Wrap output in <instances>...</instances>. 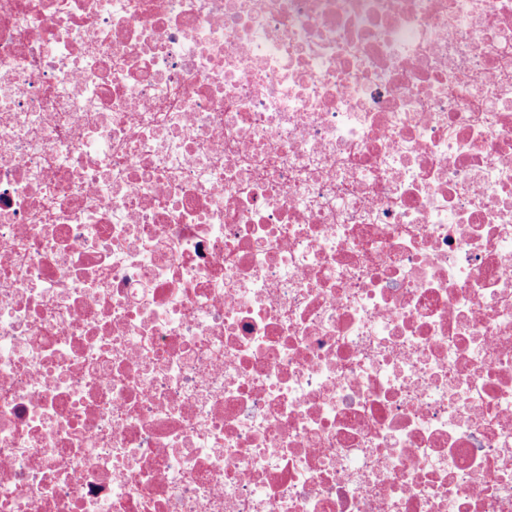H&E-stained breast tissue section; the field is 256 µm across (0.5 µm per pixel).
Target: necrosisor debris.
Masks as SVG:
<instances>
[{
    "instance_id": "necrosis-or-debris-1",
    "label": "necrosis or debris",
    "mask_w": 512,
    "mask_h": 512,
    "mask_svg": "<svg viewBox=\"0 0 512 512\" xmlns=\"http://www.w3.org/2000/svg\"><path fill=\"white\" fill-rule=\"evenodd\" d=\"M0 512H512V0H0Z\"/></svg>"
}]
</instances>
